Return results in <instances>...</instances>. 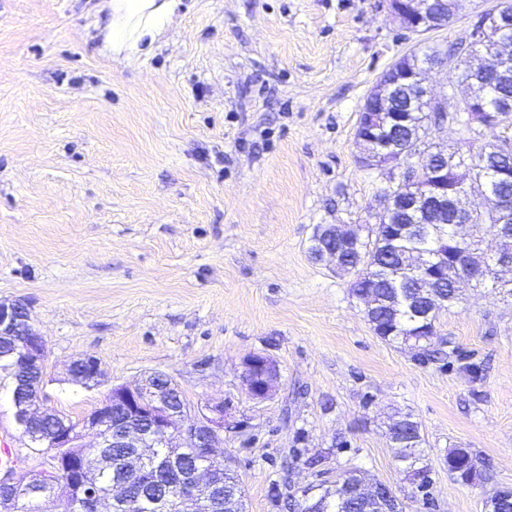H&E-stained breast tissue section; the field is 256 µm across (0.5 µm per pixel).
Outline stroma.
Listing matches in <instances>:
<instances>
[{
	"label": "stroma",
	"mask_w": 512,
	"mask_h": 512,
	"mask_svg": "<svg viewBox=\"0 0 512 512\" xmlns=\"http://www.w3.org/2000/svg\"><path fill=\"white\" fill-rule=\"evenodd\" d=\"M98 2L0 0V301L47 341L41 406L100 404L68 376L91 354L109 383L158 371L191 405L228 403L246 430L220 453L247 512L352 468L405 512H486L512 486V296L463 289L436 322L453 356L426 361L308 251L318 225L368 226L389 174L358 163V115L415 38L385 0H183L150 54L115 60ZM251 354L279 366L271 399L244 393ZM394 408L421 426L428 502L396 467ZM452 448L479 477L449 475ZM4 449L17 473L45 463L0 382Z\"/></svg>",
	"instance_id": "stroma-1"
}]
</instances>
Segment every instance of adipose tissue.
I'll return each instance as SVG.
<instances>
[{"label":"adipose tissue","mask_w":512,"mask_h":512,"mask_svg":"<svg viewBox=\"0 0 512 512\" xmlns=\"http://www.w3.org/2000/svg\"><path fill=\"white\" fill-rule=\"evenodd\" d=\"M181 7V0H102L104 50L116 58L149 53Z\"/></svg>","instance_id":"ef3b65f1"}]
</instances>
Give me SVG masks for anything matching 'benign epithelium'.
<instances>
[{"label":"benign epithelium","mask_w":512,"mask_h":512,"mask_svg":"<svg viewBox=\"0 0 512 512\" xmlns=\"http://www.w3.org/2000/svg\"><path fill=\"white\" fill-rule=\"evenodd\" d=\"M390 16L400 28L416 36H422L449 24L461 10L454 9L446 16L437 12L432 0H387ZM512 28V11L502 7L481 13L475 26L468 30V41L473 46L469 56L472 67L485 73V82L495 84L508 76L505 69L512 62V38L506 32ZM495 36L493 50L502 67H487L486 54L482 46L490 36ZM413 54L406 52L393 60L377 77L367 95L370 107L361 108L358 125L373 126L381 122L391 128L405 118L390 110L392 101L399 90L401 81H414L422 90L420 102L423 107L435 109L443 114V119L435 124L441 129L454 125L453 116L461 109L470 112L472 124L481 130L490 125L481 120L485 112L482 94L477 90L466 88V83L453 79L448 83V92L437 94L428 85L426 74L434 68L446 66L456 70L452 60L441 58L424 64L409 66ZM357 141L361 149L358 161L361 165L374 169L386 168L393 176V181L401 185L408 180L409 167L415 168V185L411 186L412 204L410 213L422 223L439 224L441 218L453 211L456 224L452 226L454 237L465 241L470 236L472 217L479 211L490 212L500 218L502 227L497 236L503 241L498 249L488 246L469 251L464 250L453 259L436 252L428 257L416 252H408L402 258V264L408 270H414L425 264L442 269L453 264L464 270L454 280L455 292L465 285L472 284L475 277L487 274L488 269L496 267L507 269L512 266V232L505 225L512 222V200L493 193L474 195L468 187L470 172L456 155L440 154L439 169H451L456 172L453 184L441 179L437 173L426 177L418 158L406 150L395 148L382 151L375 146V140L359 135ZM400 211L397 196L392 194L378 208L372 209L370 218L378 223L391 221ZM318 240L333 239L347 249H355L363 241L361 229L351 224H325L317 230ZM318 261H328L334 269L343 271L346 264L340 249L319 247L315 252ZM15 354L19 365L14 376V398L21 403L16 413L22 432L32 441L48 445L59 444L68 449L64 460H56V465L37 471L31 476H18L15 472L0 474V485L9 488L27 486L34 489L38 502L37 512H43V504L58 500L62 503L61 512H105L97 495L88 492L83 499L57 490L54 472L62 464L65 471L75 477H82L94 469L92 457L82 444L81 435L69 432L48 433L40 428V419L48 409L39 412L29 406L35 398L31 394L34 387L43 383L46 377L48 346L31 320L25 304L15 301L0 302V356ZM242 382L247 397L251 400L264 401L274 395L279 378L277 365L273 359L262 354H251L242 361ZM93 372L106 384L100 361L85 355L74 360L68 368L69 377L78 380V370ZM159 373L145 375L135 385H114L108 389L100 405L85 416L82 430L91 431L99 436L101 444L114 448H126L130 453V472L140 483L139 493L132 497L128 492L129 480L123 476L112 481V503L129 512L139 501L149 499L156 470L147 467L154 448L170 449L168 461L172 469H177L181 462L180 452L184 448H194L203 464L192 470L181 486L179 497L164 504L168 512H197L202 504V490L214 481L215 472L228 468L224 460L216 453L221 442V433L226 425L227 407L224 403L209 404L204 409L194 412L190 404H175L171 392L158 382ZM384 485L370 483L361 479L356 493L367 501H378Z\"/></svg>","instance_id":"7a95c632"}]
</instances>
